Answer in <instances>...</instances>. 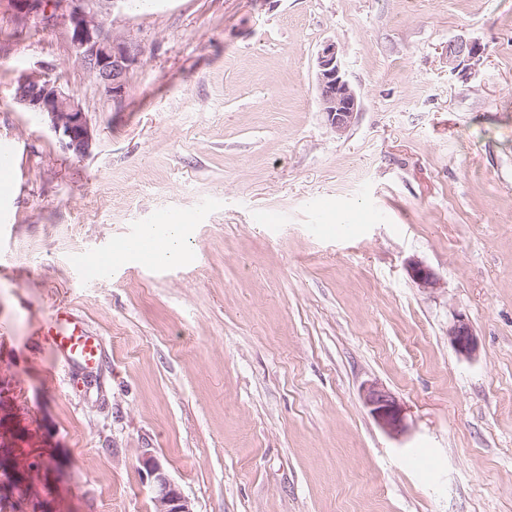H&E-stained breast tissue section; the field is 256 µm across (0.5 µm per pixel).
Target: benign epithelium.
I'll return each instance as SVG.
<instances>
[{"label":"benign epithelium","mask_w":512,"mask_h":512,"mask_svg":"<svg viewBox=\"0 0 512 512\" xmlns=\"http://www.w3.org/2000/svg\"><path fill=\"white\" fill-rule=\"evenodd\" d=\"M14 11L23 17L40 16L46 22L54 21L62 13L71 29V42L81 58L115 98H120L127 74L138 63L141 50L122 34L109 33L98 14L85 6L84 0H11ZM484 47L477 41L457 38L448 41V70L453 75L468 77L482 65ZM316 83L321 112L335 132H346L361 109L356 90L346 80L342 70L339 50L335 43L327 42L319 50L316 61ZM14 99L26 111L39 115L55 134L63 149L76 155L89 153L92 134L86 113L55 83L19 79ZM411 276L425 290L440 287L436 273L417 260L408 263ZM448 339L455 352L465 358L476 355L479 344L466 317L455 315L448 327ZM365 404L387 419L394 420L399 413L393 397L378 383L371 382L363 388ZM150 477L156 512H194L192 504L168 478L161 463L153 456L143 461ZM38 465L30 457L16 453L0 456V497L16 504L18 512H43L29 507L27 496L18 495L26 487L30 473Z\"/></svg>","instance_id":"1"}]
</instances>
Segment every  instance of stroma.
I'll return each instance as SVG.
<instances>
[{"label": "stroma", "instance_id": "35a3bbf8", "mask_svg": "<svg viewBox=\"0 0 512 512\" xmlns=\"http://www.w3.org/2000/svg\"><path fill=\"white\" fill-rule=\"evenodd\" d=\"M141 49L121 98L69 24L0 0V414L39 456L48 512H154L152 454L194 512H512V0H91ZM485 49L468 81L446 48ZM336 43L361 110L318 103ZM79 103L89 155L14 99L22 76ZM341 214L319 231L314 205ZM282 216L256 224L255 211ZM172 211L185 257L81 281L75 259ZM433 269L427 291L407 263ZM70 304L98 368L33 330ZM475 359L448 341L455 314ZM375 382L402 408L366 406ZM18 150L9 142L0 143V182H12L16 173ZM448 339L455 352L465 358H472L479 349L476 335L463 314H456L448 327Z\"/></svg>", "mask_w": 512, "mask_h": 512}]
</instances>
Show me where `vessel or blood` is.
<instances>
[{
	"label": "vessel or blood",
	"mask_w": 512,
	"mask_h": 512,
	"mask_svg": "<svg viewBox=\"0 0 512 512\" xmlns=\"http://www.w3.org/2000/svg\"><path fill=\"white\" fill-rule=\"evenodd\" d=\"M17 155L18 150L12 143H0V182L13 181ZM164 246L162 237L131 233L121 240L118 250L104 251L81 259L77 264V273L100 280L111 277L113 270L122 265H151ZM34 334L63 363L77 362L91 368L103 359L101 338L69 308H56L41 318Z\"/></svg>",
	"instance_id": "1"
}]
</instances>
